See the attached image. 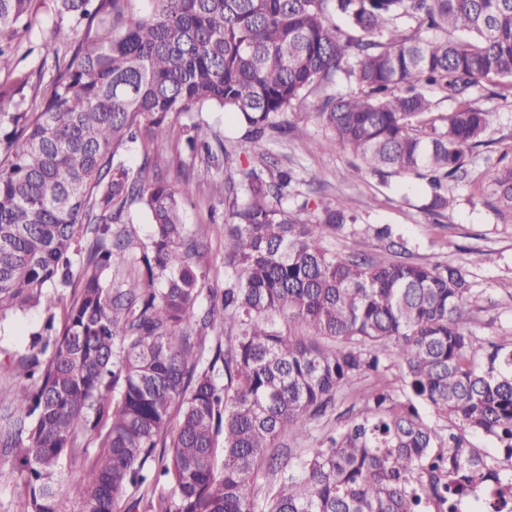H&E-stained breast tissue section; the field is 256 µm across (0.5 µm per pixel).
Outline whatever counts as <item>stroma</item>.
Here are the masks:
<instances>
[{
	"mask_svg": "<svg viewBox=\"0 0 512 512\" xmlns=\"http://www.w3.org/2000/svg\"><path fill=\"white\" fill-rule=\"evenodd\" d=\"M17 69L29 75L35 91H49L55 66L48 31L22 36ZM318 104L316 95H308L300 108L285 115L288 122L296 124V131L264 146L278 166L292 169L295 191L308 199L309 218H316L324 206L339 207L355 215L353 229L365 236L366 250L374 257L387 255L384 241L375 237L374 230L388 225L405 243V260L425 264L454 261L470 281L468 307L475 336L511 346L512 218L490 209L485 195L467 183L449 184L453 205L444 215L434 217L421 211L423 189L416 182L401 178L396 185L386 187L369 171L353 172L355 156L341 148H325L323 128L306 120V113L315 111ZM478 105L491 114L486 137L492 140L494 153L512 149V98L484 97ZM195 119L191 112L174 116L172 138L158 150L169 160L162 171L167 182L177 189L186 183L193 187L190 199L182 206V220L196 234L205 287L220 288L224 285V202L208 193L211 171L200 160L174 152L175 138ZM487 252L492 255L488 262L483 259ZM51 312L62 314L63 306L55 289L49 288L41 306L0 324V351L25 353L32 333Z\"/></svg>",
	"mask_w": 512,
	"mask_h": 512,
	"instance_id": "35a3bbf8",
	"label": "stroma"
}]
</instances>
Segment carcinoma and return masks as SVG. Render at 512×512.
I'll return each mask as SVG.
<instances>
[{"label":"carcinoma","instance_id":"1","mask_svg":"<svg viewBox=\"0 0 512 512\" xmlns=\"http://www.w3.org/2000/svg\"><path fill=\"white\" fill-rule=\"evenodd\" d=\"M132 2L41 0L66 47L51 91L0 81V322L49 286L64 292L74 257L82 267L62 328L49 314L28 351L7 356L20 379L0 397L13 413L0 452L25 512H458L484 487L486 512H512V470L465 436L512 461V348L470 329L467 274L376 259L362 238L330 253L323 240L346 233L347 214L305 218L292 174L263 151L294 130L275 117L319 92L308 118L326 145L385 184L423 181L427 214L448 210V183L470 182L512 215V151L484 173L472 160L489 125L477 99L512 97V0ZM32 3L0 0V74ZM338 75L356 91L329 93ZM424 87L454 111L435 114ZM213 111L234 116L241 140L214 151L201 119L178 147L224 168L210 182L227 214L220 292L202 288L181 222L192 187L174 191L151 151L171 116ZM134 206L151 244L116 284L129 257L112 225ZM339 399L351 405L315 446L280 447Z\"/></svg>","mask_w":512,"mask_h":512}]
</instances>
